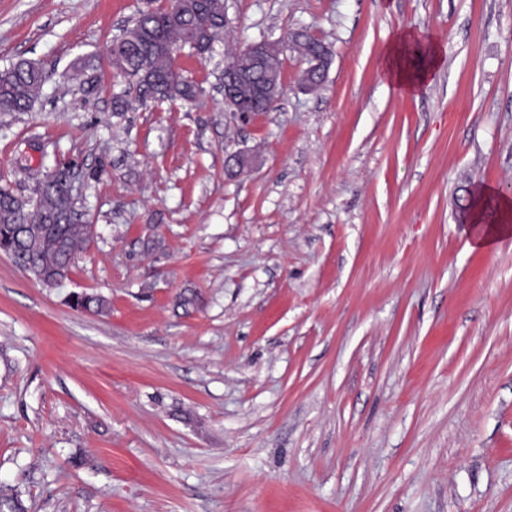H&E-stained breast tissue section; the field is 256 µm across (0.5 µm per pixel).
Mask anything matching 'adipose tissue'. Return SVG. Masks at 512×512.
I'll list each match as a JSON object with an SVG mask.
<instances>
[{"label":"adipose tissue","instance_id":"1","mask_svg":"<svg viewBox=\"0 0 512 512\" xmlns=\"http://www.w3.org/2000/svg\"><path fill=\"white\" fill-rule=\"evenodd\" d=\"M440 46L422 40L410 29L396 32L382 52V66L389 83L402 94L417 93L442 63ZM474 241L488 247L512 236V198L484 188L475 195L472 209Z\"/></svg>","mask_w":512,"mask_h":512}]
</instances>
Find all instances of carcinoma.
Masks as SVG:
<instances>
[{
  "instance_id": "cac0c4a2",
  "label": "carcinoma",
  "mask_w": 512,
  "mask_h": 512,
  "mask_svg": "<svg viewBox=\"0 0 512 512\" xmlns=\"http://www.w3.org/2000/svg\"><path fill=\"white\" fill-rule=\"evenodd\" d=\"M224 33V0H166L162 7L145 0L132 25L123 29L110 48V63L116 77L127 84L113 97L112 111L128 110V94L135 100H194L203 89L184 76L176 64V53L189 48L194 54L209 52ZM300 55L322 60L329 50L320 40L304 32L293 37ZM282 50L270 45L265 66L234 50L225 62L244 74L225 101L234 112L248 106L266 112L270 102L263 99V88L273 87L282 72ZM47 74L35 60L21 59L0 71V112H29L40 96ZM67 168L48 172L38 183L34 195L15 194L0 185V251L29 271L39 282L59 287L69 279L77 256L89 240L88 225L77 209L76 197L68 189ZM69 304L99 314L107 301L98 295L73 292Z\"/></svg>"
}]
</instances>
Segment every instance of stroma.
I'll return each mask as SVG.
<instances>
[{
	"label": "stroma",
	"mask_w": 512,
	"mask_h": 512,
	"mask_svg": "<svg viewBox=\"0 0 512 512\" xmlns=\"http://www.w3.org/2000/svg\"><path fill=\"white\" fill-rule=\"evenodd\" d=\"M142 5L0 0V70L49 73L31 111L0 112V181L28 196L77 165L91 231L60 288L0 254V497L512 512V237L469 233L476 191L512 194V0H224L235 39L331 52L307 93L285 48L282 97L245 124L221 41L177 56L196 100L113 111L109 50ZM401 28L444 55L415 96L380 66ZM233 153L250 164L230 177ZM293 43L301 57L303 55H313L320 58L323 62L329 57V50L326 45L307 33H296L293 37ZM68 301L74 308L95 314L102 313L107 307V301L102 296L87 293L72 292Z\"/></svg>",
	"instance_id": "obj_1"
}]
</instances>
